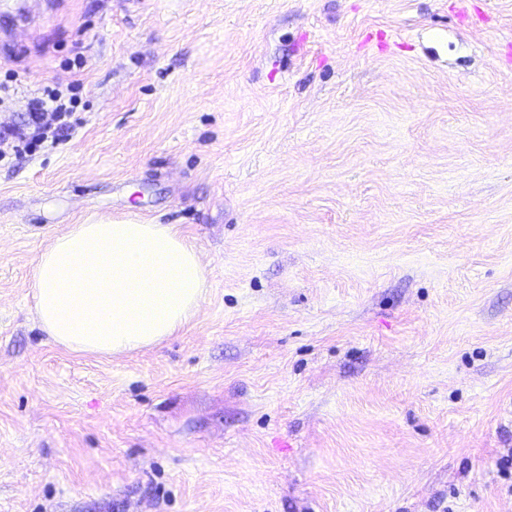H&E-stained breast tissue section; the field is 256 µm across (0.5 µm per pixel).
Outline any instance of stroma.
Masks as SVG:
<instances>
[{"mask_svg": "<svg viewBox=\"0 0 512 512\" xmlns=\"http://www.w3.org/2000/svg\"><path fill=\"white\" fill-rule=\"evenodd\" d=\"M0 512H512V0H0ZM208 293L118 355L40 327L69 225ZM78 86L79 79H72L66 91L47 86L31 97L24 124L0 128V160L13 155L19 158L45 144L54 147L71 138L77 127L73 92Z\"/></svg>", "mask_w": 512, "mask_h": 512, "instance_id": "35a3bbf8", "label": "stroma"}]
</instances>
